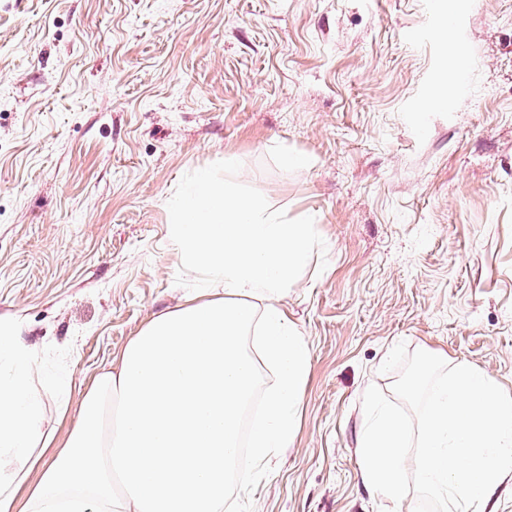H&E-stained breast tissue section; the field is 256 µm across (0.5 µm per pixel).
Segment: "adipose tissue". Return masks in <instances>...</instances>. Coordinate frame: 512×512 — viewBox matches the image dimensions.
I'll use <instances>...</instances> for the list:
<instances>
[{"label":"adipose tissue","mask_w":512,"mask_h":512,"mask_svg":"<svg viewBox=\"0 0 512 512\" xmlns=\"http://www.w3.org/2000/svg\"><path fill=\"white\" fill-rule=\"evenodd\" d=\"M169 233L202 288L130 339L65 435L45 428L30 353L0 322V512H223L257 375L242 337L256 320L277 383L252 424L251 455L265 467L291 446L310 356L281 298L313 246L310 225L204 172L172 206ZM32 469L38 482L26 480Z\"/></svg>","instance_id":"ef3b65f1"}]
</instances>
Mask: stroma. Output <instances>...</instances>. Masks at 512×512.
<instances>
[{
    "mask_svg": "<svg viewBox=\"0 0 512 512\" xmlns=\"http://www.w3.org/2000/svg\"><path fill=\"white\" fill-rule=\"evenodd\" d=\"M201 170L315 239L296 436L224 512H388L355 448L394 345L512 392V0H0V320L59 432L199 287L167 225Z\"/></svg>",
    "mask_w": 512,
    "mask_h": 512,
    "instance_id": "1",
    "label": "stroma"
}]
</instances>
